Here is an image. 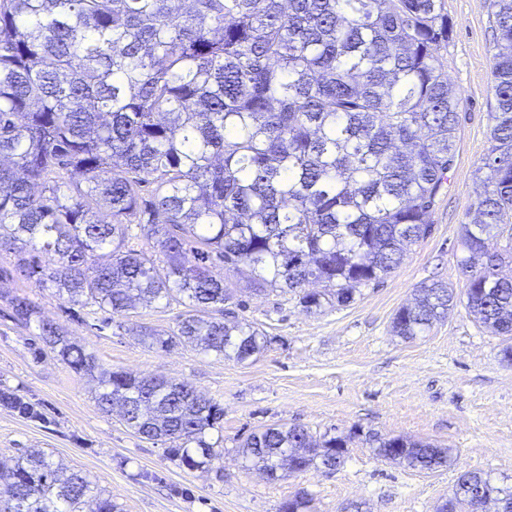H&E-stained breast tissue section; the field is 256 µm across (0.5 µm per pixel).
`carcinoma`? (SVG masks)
<instances>
[{"instance_id": "obj_1", "label": "carcinoma", "mask_w": 512, "mask_h": 512, "mask_svg": "<svg viewBox=\"0 0 512 512\" xmlns=\"http://www.w3.org/2000/svg\"><path fill=\"white\" fill-rule=\"evenodd\" d=\"M490 8L495 111L488 174L461 230L459 302L512 336V276L500 274L512 268V0ZM453 28L445 0H0V252L106 325L144 303L184 307L174 330L141 327L151 346L247 361L268 338L235 315L216 264L245 267L253 292H289L316 313L352 302L430 234L456 152L460 98L441 53ZM134 226L147 247L130 244ZM105 250L112 261L100 265ZM454 299L443 282L421 285L392 332L422 335ZM7 303L73 372L99 371L103 411L174 443L180 466L222 460L207 440L219 403L185 383L101 370L29 294ZM0 405L39 417L8 388ZM347 445L272 425L240 448L274 481L335 467ZM376 452L428 471L450 461V449L404 437ZM479 490L512 512V487L481 471L462 474L438 512H475ZM88 498L94 512H118L41 450L0 461V512H84ZM286 506L312 512L305 493Z\"/></svg>"}]
</instances>
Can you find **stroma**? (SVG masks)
Listing matches in <instances>:
<instances>
[{"label": "stroma", "mask_w": 512, "mask_h": 512, "mask_svg": "<svg viewBox=\"0 0 512 512\" xmlns=\"http://www.w3.org/2000/svg\"><path fill=\"white\" fill-rule=\"evenodd\" d=\"M454 23L444 53L448 79L461 99L456 153L448 187L431 216V234L402 264L348 305L306 312L292 294L257 295L247 272L229 273L243 308L239 318L263 330L264 352L247 361L204 354L190 345L148 347L139 327L172 330L178 305L153 304L96 329L86 312L71 314L54 289L38 288L0 254V389L18 391L39 412L21 417L0 406V458L39 448L109 491L121 512H279L297 493L314 512H437L468 471L491 473L512 486V362L506 340L491 335L464 306L451 308L424 336H394L395 312L422 283L441 281L462 293L457 267L462 224L490 147L492 30L489 0H445ZM27 292L45 319L95 355L105 368L184 381L224 407L221 470H190L170 460L167 445L104 413L91 376L39 353L37 326L7 316L6 295ZM300 425L313 435L348 437L340 465L313 466L271 481L245 468L238 450L251 431ZM406 437L451 449L447 466L418 471L377 456L372 438Z\"/></svg>", "instance_id": "obj_1"}]
</instances>
